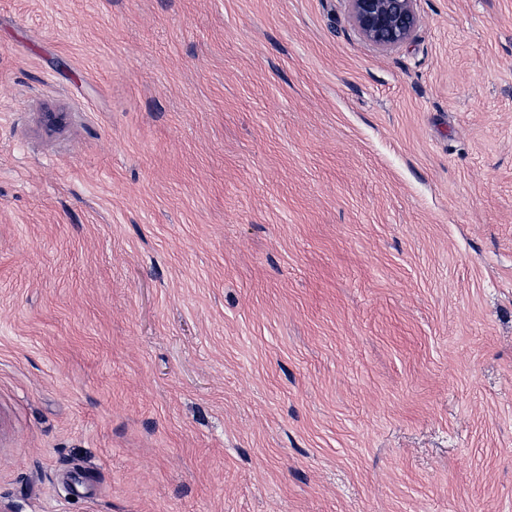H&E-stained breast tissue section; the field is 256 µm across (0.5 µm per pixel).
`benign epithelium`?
I'll return each instance as SVG.
<instances>
[{
	"instance_id": "benign-epithelium-1",
	"label": "benign epithelium",
	"mask_w": 512,
	"mask_h": 512,
	"mask_svg": "<svg viewBox=\"0 0 512 512\" xmlns=\"http://www.w3.org/2000/svg\"><path fill=\"white\" fill-rule=\"evenodd\" d=\"M359 34L373 46L387 50L413 36L418 26L416 0H347Z\"/></svg>"
}]
</instances>
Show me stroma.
Returning <instances> with one entry per match:
<instances>
[{
  "label": "stroma",
  "instance_id": "obj_1",
  "mask_svg": "<svg viewBox=\"0 0 512 512\" xmlns=\"http://www.w3.org/2000/svg\"><path fill=\"white\" fill-rule=\"evenodd\" d=\"M0 0V512H512V0ZM359 34L387 50L404 44L418 26L416 0H347Z\"/></svg>",
  "mask_w": 512,
  "mask_h": 512
}]
</instances>
